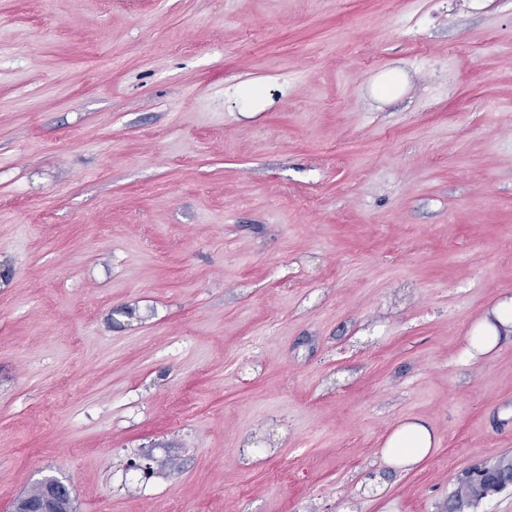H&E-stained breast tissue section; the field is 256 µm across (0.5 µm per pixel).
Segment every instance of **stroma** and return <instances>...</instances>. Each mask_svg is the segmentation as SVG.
Instances as JSON below:
<instances>
[{
    "mask_svg": "<svg viewBox=\"0 0 512 512\" xmlns=\"http://www.w3.org/2000/svg\"><path fill=\"white\" fill-rule=\"evenodd\" d=\"M510 45L512 0H0V512H448L512 454V340L466 354ZM435 444V433L426 423L405 420L391 433L384 454L395 468L409 469L422 462ZM44 486V494L42 499L40 500V492L41 488ZM26 497V498H25ZM24 498H21L17 505L27 500L28 502H34L32 504V508H35V512H45L48 504L55 501H70L71 500V492L69 486L61 481L52 480L44 483H41L36 488H33ZM39 500V501H38Z\"/></svg>",
    "mask_w": 512,
    "mask_h": 512,
    "instance_id": "1",
    "label": "stroma"
}]
</instances>
